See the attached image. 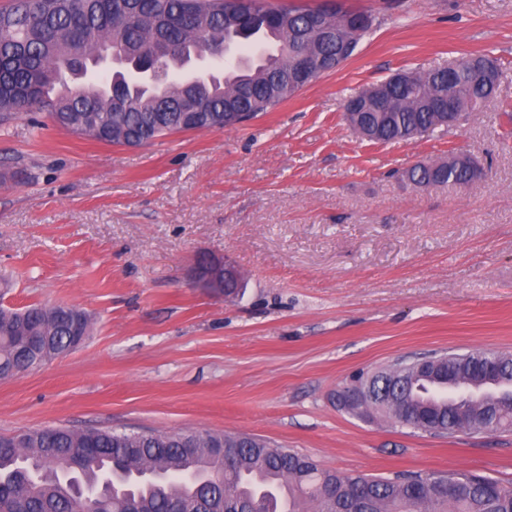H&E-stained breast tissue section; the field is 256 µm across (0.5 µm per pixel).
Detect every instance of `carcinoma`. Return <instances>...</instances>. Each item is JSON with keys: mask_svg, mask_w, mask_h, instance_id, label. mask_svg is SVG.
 I'll return each instance as SVG.
<instances>
[{"mask_svg": "<svg viewBox=\"0 0 512 512\" xmlns=\"http://www.w3.org/2000/svg\"><path fill=\"white\" fill-rule=\"evenodd\" d=\"M30 9L29 0H15L0 11V122L17 112H44L56 126L100 142L141 146L169 133L183 131L176 123L180 101L193 93L202 119L199 127L231 130L255 119L291 98L297 58L312 57L313 77L337 70L354 54L342 52L359 45L371 33L373 18L359 23L351 11L320 7L269 8L258 0H41ZM130 54L150 57L158 41L166 50L158 57L166 74L162 88L153 90L129 83L120 93L108 89V80L78 82L69 71L101 55L116 43V34ZM225 41L244 46L260 41L271 45L256 61L233 65L213 55L225 68L188 86L181 78L195 54L220 48ZM408 84L387 78L378 100L361 93L350 97L361 112L351 128L371 142L406 139L413 131L440 128L445 112L469 116L483 111L495 98L503 78L496 60L487 55L461 58L455 83L448 86L445 70L412 72ZM411 182L430 186L462 187L475 179L466 167L432 168L420 163L405 172ZM92 322L69 304L0 307V378L22 376L44 361L73 350L89 336ZM499 363L488 396L448 399L437 386L425 392L412 383L415 368L394 363L402 375V391L388 389L392 377L386 367L359 371L353 387L372 385L366 400L371 419L409 425L419 413L434 416L437 427L452 436L458 431L479 433L512 428V353L496 352ZM474 360L435 357L431 382L453 373L468 381ZM194 452L187 454L165 442L167 434L150 439L139 433L111 430H74L58 427L50 433L23 432L0 437V512H122L126 497L141 512H177L176 505L199 489L175 475L195 471L212 480L224 478V512H331L330 493L336 492L340 512H512V488L471 471H433L374 478L321 468L314 460L270 440L252 438L248 448H231L220 460L212 455L211 440H230L231 432L202 431ZM80 479L95 483L108 469L121 473L119 494L106 496L93 507L78 501L59 480L63 463L86 453Z\"/></svg>", "mask_w": 512, "mask_h": 512, "instance_id": "1", "label": "carcinoma"}]
</instances>
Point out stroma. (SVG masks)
<instances>
[{
  "label": "stroma",
  "mask_w": 512,
  "mask_h": 512,
  "mask_svg": "<svg viewBox=\"0 0 512 512\" xmlns=\"http://www.w3.org/2000/svg\"><path fill=\"white\" fill-rule=\"evenodd\" d=\"M374 29L344 66L233 130L128 147L44 114L0 125V304L92 320L64 357L0 379V435L65 426L247 432L346 474L461 469L512 486V430L435 437L339 412L353 373L432 352H512V0H341ZM469 54L509 71L484 111L363 141L343 102ZM463 151L490 176L416 188ZM225 257L242 295L195 286Z\"/></svg>",
  "instance_id": "obj_1"
}]
</instances>
